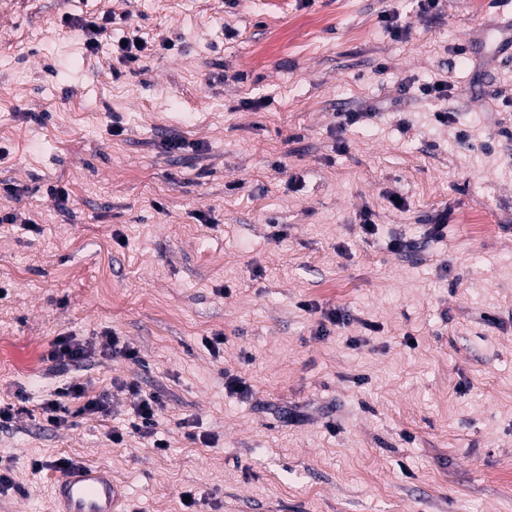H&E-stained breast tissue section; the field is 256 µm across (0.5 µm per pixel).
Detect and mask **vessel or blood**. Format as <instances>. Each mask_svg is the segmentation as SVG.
Returning <instances> with one entry per match:
<instances>
[{"label": "vessel or blood", "mask_w": 512, "mask_h": 512, "mask_svg": "<svg viewBox=\"0 0 512 512\" xmlns=\"http://www.w3.org/2000/svg\"><path fill=\"white\" fill-rule=\"evenodd\" d=\"M127 495L110 471L82 464L53 482L54 512H122Z\"/></svg>", "instance_id": "b4317fda"}]
</instances>
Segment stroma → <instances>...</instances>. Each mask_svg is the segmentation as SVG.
<instances>
[{
	"mask_svg": "<svg viewBox=\"0 0 512 512\" xmlns=\"http://www.w3.org/2000/svg\"><path fill=\"white\" fill-rule=\"evenodd\" d=\"M67 14L111 15L98 54ZM511 18L492 0L423 18L413 0H0V215L18 218L0 223V405L79 380L111 408L0 429V512H53L31 462L62 457L111 470L130 512H186L188 490L198 512H512ZM135 35L151 53L119 61ZM437 81L447 99L420 93ZM328 306L352 321L322 338ZM107 331L139 362L100 354ZM61 335L91 362L51 373ZM128 382L162 398L166 449L111 441Z\"/></svg>",
	"mask_w": 512,
	"mask_h": 512,
	"instance_id": "obj_1",
	"label": "stroma"
}]
</instances>
